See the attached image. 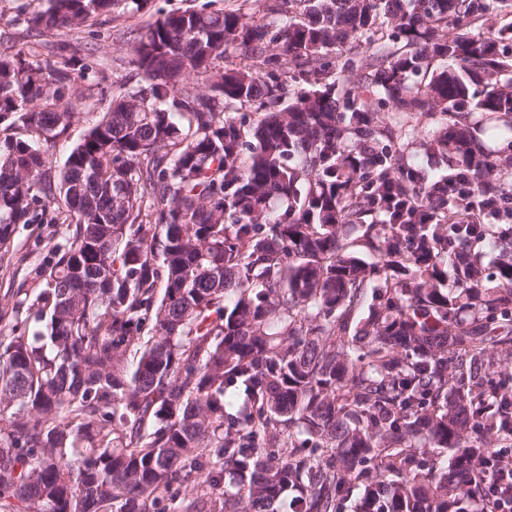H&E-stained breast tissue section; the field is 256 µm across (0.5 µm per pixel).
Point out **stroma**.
<instances>
[{
	"mask_svg": "<svg viewBox=\"0 0 512 512\" xmlns=\"http://www.w3.org/2000/svg\"><path fill=\"white\" fill-rule=\"evenodd\" d=\"M42 0H0V34H9L15 46L36 59H45L46 49L23 39V25L17 19L20 9L41 8ZM241 9L249 20L267 21L265 0H149L139 13L115 11L101 16L85 27L78 38L83 46L75 63L83 73L78 89L89 98L88 108L78 110L67 134L47 144L46 155L52 169H60L72 148L82 139L106 107L112 94L113 82L134 78L130 64V47L144 26L155 20L158 13L185 9ZM68 230L64 224L17 225L8 253L0 259V337L14 335L17 316L13 311L17 289L36 294L42 286L40 272L59 246L64 245Z\"/></svg>",
	"mask_w": 512,
	"mask_h": 512,
	"instance_id": "stroma-1",
	"label": "stroma"
}]
</instances>
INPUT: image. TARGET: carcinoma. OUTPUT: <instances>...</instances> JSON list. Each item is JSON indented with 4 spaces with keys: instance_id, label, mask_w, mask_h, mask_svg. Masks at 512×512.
Here are the masks:
<instances>
[{
    "instance_id": "cac0c4a2",
    "label": "carcinoma",
    "mask_w": 512,
    "mask_h": 512,
    "mask_svg": "<svg viewBox=\"0 0 512 512\" xmlns=\"http://www.w3.org/2000/svg\"><path fill=\"white\" fill-rule=\"evenodd\" d=\"M146 5L47 0L24 32ZM265 8L148 24L139 81L55 177L39 143L78 77L0 51V124L23 131L0 137V250L49 203L74 225L15 303L43 329L0 341V512H490L512 475V260L482 261L512 252V153L488 142L512 135V23L485 26L486 0ZM409 154L412 156L413 162L429 174H444L448 171V164L445 160L437 157H428L420 149L419 146H412Z\"/></svg>"
}]
</instances>
